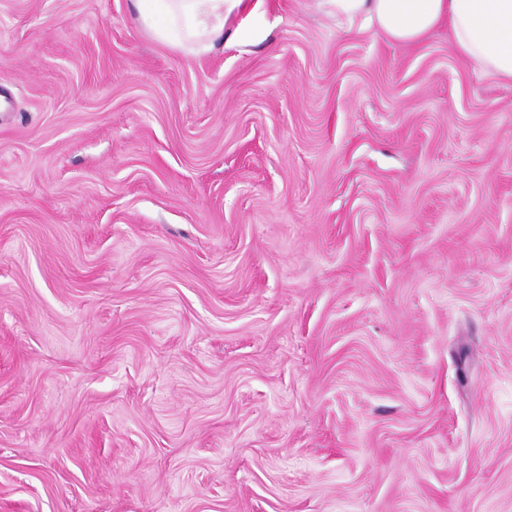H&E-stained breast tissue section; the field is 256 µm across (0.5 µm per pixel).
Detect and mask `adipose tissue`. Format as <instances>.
Masks as SVG:
<instances>
[{
  "mask_svg": "<svg viewBox=\"0 0 512 512\" xmlns=\"http://www.w3.org/2000/svg\"><path fill=\"white\" fill-rule=\"evenodd\" d=\"M348 28L378 29L413 43L447 19L458 51L482 70L512 79V0H322ZM141 26L157 41L199 55L221 37L258 43L251 0H134Z\"/></svg>",
  "mask_w": 512,
  "mask_h": 512,
  "instance_id": "ef3b65f1",
  "label": "adipose tissue"
}]
</instances>
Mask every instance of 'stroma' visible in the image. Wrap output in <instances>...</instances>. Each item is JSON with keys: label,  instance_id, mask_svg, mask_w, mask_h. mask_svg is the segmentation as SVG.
I'll return each mask as SVG.
<instances>
[{"label": "stroma", "instance_id": "35a3bbf8", "mask_svg": "<svg viewBox=\"0 0 512 512\" xmlns=\"http://www.w3.org/2000/svg\"><path fill=\"white\" fill-rule=\"evenodd\" d=\"M256 21L0 0V512H512V80ZM140 25L157 41L199 55L225 35L227 41L247 47L262 39L253 18L260 6L247 0H134Z\"/></svg>", "mask_w": 512, "mask_h": 512}]
</instances>
